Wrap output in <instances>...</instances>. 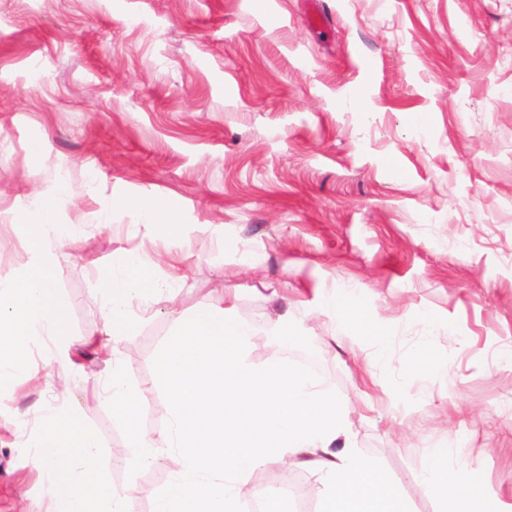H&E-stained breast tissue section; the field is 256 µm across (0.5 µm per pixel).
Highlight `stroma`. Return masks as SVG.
Masks as SVG:
<instances>
[{"label":"stroma","mask_w":512,"mask_h":512,"mask_svg":"<svg viewBox=\"0 0 512 512\" xmlns=\"http://www.w3.org/2000/svg\"><path fill=\"white\" fill-rule=\"evenodd\" d=\"M36 199L75 227L53 259L79 340L33 344L31 378L0 387V512L51 507L34 406L64 403L111 454L127 439L99 373L121 358L160 434L155 355L227 302L287 315L249 360L312 359L410 512H438L414 474L447 446L488 512H512V0H0V278L30 265ZM133 251L177 298L95 350ZM346 288L363 318L336 335ZM177 462L111 467L139 488L128 512H151Z\"/></svg>","instance_id":"obj_1"}]
</instances>
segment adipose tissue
Instances as JSON below:
<instances>
[{
	"instance_id": "1",
	"label": "adipose tissue",
	"mask_w": 512,
	"mask_h": 512,
	"mask_svg": "<svg viewBox=\"0 0 512 512\" xmlns=\"http://www.w3.org/2000/svg\"><path fill=\"white\" fill-rule=\"evenodd\" d=\"M32 225L35 258L20 279L0 278V379L29 375L31 340L57 342L66 333L69 298L57 287L51 251L68 238L73 227L59 223L54 208L36 203ZM154 263L144 253L123 257L106 284L105 333L123 336L143 320L149 301H175L173 284L159 282ZM39 427L27 439L34 448L40 482L50 497L51 512H126V502L138 489H109L108 468L100 454L96 434L75 426L71 415L60 408L40 410ZM417 480L448 503L449 512H485L464 464L454 449L437 448L417 472ZM104 485L98 496L87 493L89 482Z\"/></svg>"
}]
</instances>
